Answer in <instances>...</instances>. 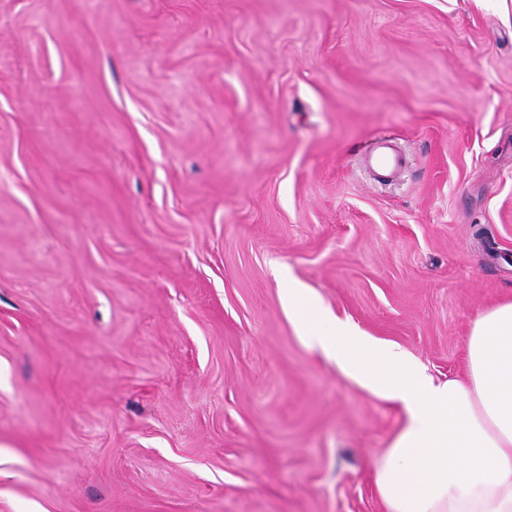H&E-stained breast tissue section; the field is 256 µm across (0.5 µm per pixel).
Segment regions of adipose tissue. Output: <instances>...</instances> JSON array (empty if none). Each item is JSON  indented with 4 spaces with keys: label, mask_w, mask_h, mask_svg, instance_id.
Listing matches in <instances>:
<instances>
[{
    "label": "adipose tissue",
    "mask_w": 512,
    "mask_h": 512,
    "mask_svg": "<svg viewBox=\"0 0 512 512\" xmlns=\"http://www.w3.org/2000/svg\"><path fill=\"white\" fill-rule=\"evenodd\" d=\"M306 343L347 379L400 405L403 423L374 464L386 512H512V302L478 314L464 379L435 380L405 350L364 336L289 289Z\"/></svg>",
    "instance_id": "ef3b65f1"
}]
</instances>
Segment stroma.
Here are the masks:
<instances>
[{
  "label": "stroma",
  "instance_id": "1",
  "mask_svg": "<svg viewBox=\"0 0 512 512\" xmlns=\"http://www.w3.org/2000/svg\"><path fill=\"white\" fill-rule=\"evenodd\" d=\"M289 278L462 376L512 300V0H0V512H385L402 411ZM364 153L378 181L394 178L404 165V159L395 149L391 139H378L367 147Z\"/></svg>",
  "mask_w": 512,
  "mask_h": 512
}]
</instances>
